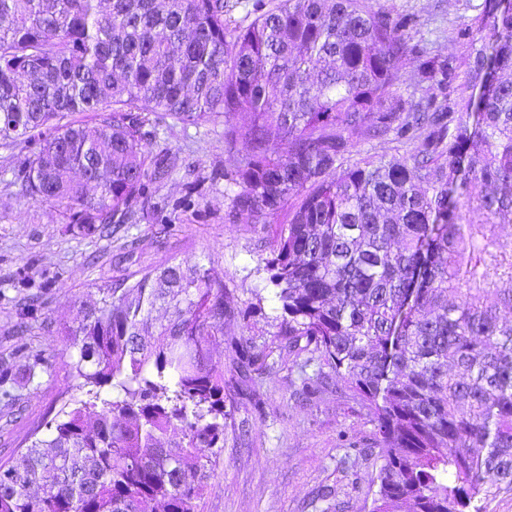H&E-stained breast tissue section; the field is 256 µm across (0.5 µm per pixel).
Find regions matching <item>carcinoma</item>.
<instances>
[{
  "instance_id": "obj_1",
  "label": "carcinoma",
  "mask_w": 512,
  "mask_h": 512,
  "mask_svg": "<svg viewBox=\"0 0 512 512\" xmlns=\"http://www.w3.org/2000/svg\"><path fill=\"white\" fill-rule=\"evenodd\" d=\"M225 8L0 0V148L38 137L17 196L85 236L135 224L176 167L151 117L224 125L230 208L288 213L261 258L281 347L371 412L370 512H486L512 489V0H484L493 41L457 32L459 63L372 0H272L234 27ZM360 139L394 153L355 158ZM120 258L135 274L63 331L85 397L0 462V512H197L230 415L211 339L245 314L195 260ZM235 356L245 385L272 369L247 340Z\"/></svg>"
}]
</instances>
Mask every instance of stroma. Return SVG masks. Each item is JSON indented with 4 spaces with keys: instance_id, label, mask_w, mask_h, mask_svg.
I'll return each mask as SVG.
<instances>
[{
    "instance_id": "35a3bbf8",
    "label": "stroma",
    "mask_w": 512,
    "mask_h": 512,
    "mask_svg": "<svg viewBox=\"0 0 512 512\" xmlns=\"http://www.w3.org/2000/svg\"><path fill=\"white\" fill-rule=\"evenodd\" d=\"M374 8L411 14L414 37L445 56H460L455 27L478 25L483 0H372ZM152 152L167 148L178 168L159 184L156 201L182 197L196 183L195 205L172 214L170 223L149 219L116 224L95 236L79 234L56 208L16 199L14 173L23 152L0 149V459L25 448L34 433L71 398L79 381L64 354L63 329L77 317L87 294L109 288L129 270L119 249L137 241L140 262L192 258L224 282L227 298L248 321H228L213 354L224 365V403L232 424L222 451L210 462L212 477L199 512H369L376 456L367 409L335 378L280 351L275 335L281 314L269 275L260 268L261 243L279 227L253 223L231 212L220 172L230 166L224 128L202 123L147 125ZM27 287H20V280ZM41 316L25 336L16 330L32 294ZM264 347L274 369L259 381L260 397L242 391L232 338Z\"/></svg>"
}]
</instances>
